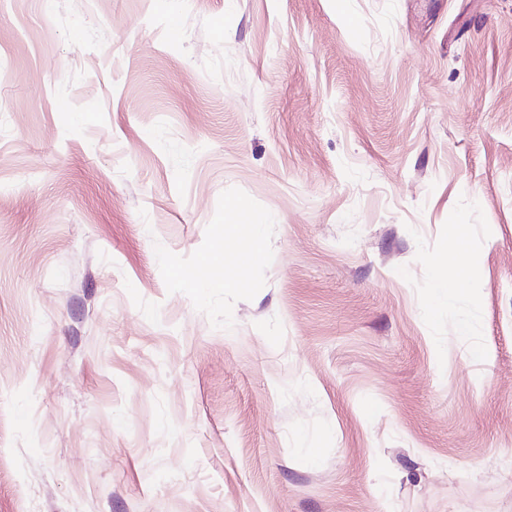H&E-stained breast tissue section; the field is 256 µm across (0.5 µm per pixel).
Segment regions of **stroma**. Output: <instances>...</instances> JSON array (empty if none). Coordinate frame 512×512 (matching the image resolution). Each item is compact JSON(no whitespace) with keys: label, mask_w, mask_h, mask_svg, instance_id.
<instances>
[{"label":"stroma","mask_w":512,"mask_h":512,"mask_svg":"<svg viewBox=\"0 0 512 512\" xmlns=\"http://www.w3.org/2000/svg\"><path fill=\"white\" fill-rule=\"evenodd\" d=\"M0 512H512V0H0ZM435 275L430 283V292L437 306L443 305L448 299V261L443 256L434 259Z\"/></svg>","instance_id":"35a3bbf8"}]
</instances>
